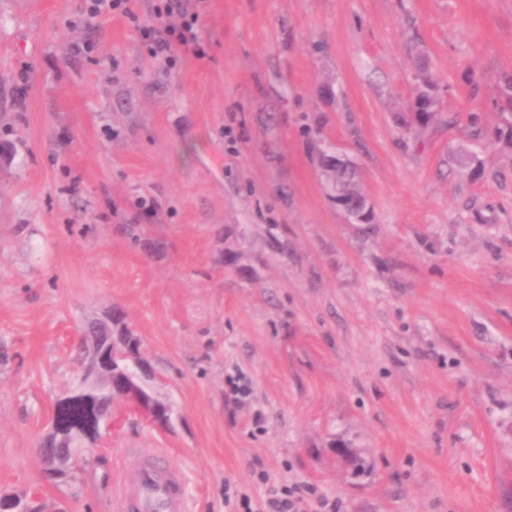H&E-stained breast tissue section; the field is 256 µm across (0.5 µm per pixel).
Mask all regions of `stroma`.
<instances>
[{"label":"stroma","instance_id":"1","mask_svg":"<svg viewBox=\"0 0 512 512\" xmlns=\"http://www.w3.org/2000/svg\"><path fill=\"white\" fill-rule=\"evenodd\" d=\"M182 6L205 53L166 68L122 14L0 0V490L118 512L160 458L190 512H230L228 485L262 499V471L336 512H512V154L470 135L499 120L512 0ZM423 68L440 116L411 134ZM321 148L371 223L337 209ZM114 309L171 421L114 401L74 479L47 480L72 351ZM335 187L336 192L351 200H357L359 197L364 196L358 185L355 166L353 171H349L347 169H340L338 172L336 171Z\"/></svg>","mask_w":512,"mask_h":512}]
</instances>
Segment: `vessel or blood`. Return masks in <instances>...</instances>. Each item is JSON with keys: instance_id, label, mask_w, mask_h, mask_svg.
Returning a JSON list of instances; mask_svg holds the SVG:
<instances>
[{"instance_id": "vessel-or-blood-1", "label": "vessel or blood", "mask_w": 512, "mask_h": 512, "mask_svg": "<svg viewBox=\"0 0 512 512\" xmlns=\"http://www.w3.org/2000/svg\"><path fill=\"white\" fill-rule=\"evenodd\" d=\"M120 512H189L185 477L170 464L144 465L125 477Z\"/></svg>"}]
</instances>
